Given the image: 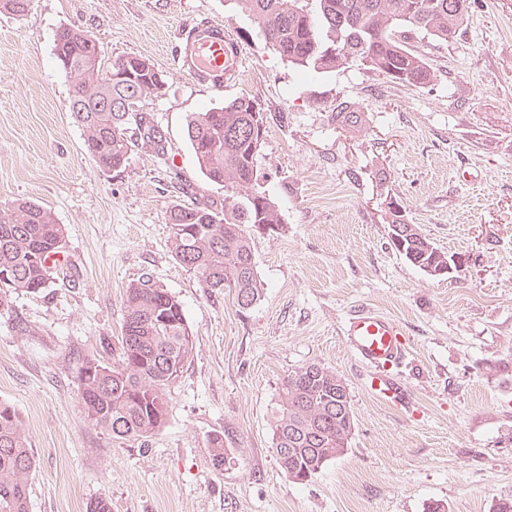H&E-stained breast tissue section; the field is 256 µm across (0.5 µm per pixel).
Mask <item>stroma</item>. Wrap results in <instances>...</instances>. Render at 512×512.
Listing matches in <instances>:
<instances>
[{"mask_svg": "<svg viewBox=\"0 0 512 512\" xmlns=\"http://www.w3.org/2000/svg\"><path fill=\"white\" fill-rule=\"evenodd\" d=\"M202 18L238 31L247 58L234 93L272 115L256 165L283 228L252 236L262 290L245 310L231 291L208 294L169 248L171 209L224 201L186 120L225 96L173 61L177 32ZM63 26L163 74L142 109L167 157L139 146L107 170L87 153L54 57ZM413 46L432 82L390 87L356 66L290 67L235 0H34L24 16L0 14V205L33 200L66 228L48 288L0 307V402L36 458L28 512H86L101 495L112 512H426L434 500L492 512L512 499V0H470L454 40ZM342 101L363 112L362 131L335 126ZM391 198L465 270L432 277L392 248ZM145 274L180 300L196 353L144 443L93 428L75 375L86 358L111 361L123 297ZM361 304L404 329L408 357L392 370L403 398H380L344 342ZM312 363L346 383L355 429L344 455L296 483L271 427L283 377ZM217 432L233 457L220 470Z\"/></svg>", "mask_w": 512, "mask_h": 512, "instance_id": "obj_1", "label": "stroma"}]
</instances>
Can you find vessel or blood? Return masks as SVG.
<instances>
[{
  "instance_id": "b4317fda",
  "label": "vessel or blood",
  "mask_w": 512,
  "mask_h": 512,
  "mask_svg": "<svg viewBox=\"0 0 512 512\" xmlns=\"http://www.w3.org/2000/svg\"><path fill=\"white\" fill-rule=\"evenodd\" d=\"M244 51L237 33L206 19L178 33L174 64L192 83L216 92L231 90L238 82ZM346 345L354 357L384 375L387 392H401L399 382L386 376L389 367L401 365L408 350L405 333L392 317L369 306L356 308L342 326Z\"/></svg>"
}]
</instances>
